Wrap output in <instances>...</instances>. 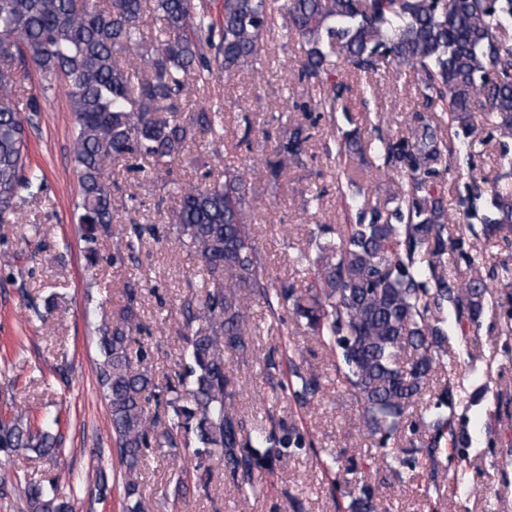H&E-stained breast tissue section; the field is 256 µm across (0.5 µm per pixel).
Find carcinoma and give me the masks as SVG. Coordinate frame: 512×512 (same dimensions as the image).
<instances>
[{
    "mask_svg": "<svg viewBox=\"0 0 512 512\" xmlns=\"http://www.w3.org/2000/svg\"><path fill=\"white\" fill-rule=\"evenodd\" d=\"M283 30L305 47L300 76L319 87L314 108L334 113L349 91L333 80L339 67L375 73L406 68L421 77L425 107L451 114L448 134L437 133L421 113L408 135H377L382 164L401 174L395 206L361 209L356 223L337 239L311 241L314 254H300L312 281L299 295L266 279L255 246L248 194L259 176L276 186L292 165L303 164L310 134L296 123L270 142L244 168H224V179L177 188L174 225L193 251L207 291L184 303L190 330L180 337L185 358L164 414L171 428L192 433L201 448L218 453L224 472L239 488L252 485L258 469H270L294 449L305 447L295 426L247 428L234 412L235 391L225 356L244 354L247 310L259 298L271 315L287 304L306 321L316 340L338 359L336 380L362 408V426L386 445L419 399L448 342L444 311L458 325L476 322L485 309L488 284L482 275L450 279L443 256L463 252V239L448 236L443 197L431 179L445 153L461 139L470 148L480 132L470 122L471 103L480 101L500 134L512 136V0H283ZM154 16L160 27L148 29ZM275 33L271 0H221L212 15L193 0H0V223L10 220L23 191L41 190L31 171L26 112H38L56 83L65 88L75 120L73 159L79 195L74 216L86 243L87 266L99 262V240L115 234L112 161L136 156L150 170L171 173L196 141L223 157V125L217 108L177 101L189 79L205 89L221 73L258 60L265 36ZM41 76L37 94L21 97L17 87L30 70ZM357 133L337 142L338 175L357 186L351 158ZM484 199L482 207L476 201ZM492 236L512 224V192L492 185L466 205ZM428 256L421 262V256ZM135 313L126 306L98 328L102 360L97 380L107 401L128 512H144L138 473L148 444L147 404L157 387L147 371L131 367ZM293 380L280 384L300 405L321 390L319 378L291 366ZM457 448L469 445L454 431L452 416L439 414L425 447L416 449L438 463L445 436ZM0 449L59 453L47 432H34L23 414L0 421ZM30 512H72L71 496L52 484L26 490ZM351 512H376L373 490L363 484Z\"/></svg>",
    "mask_w": 512,
    "mask_h": 512,
    "instance_id": "1",
    "label": "carcinoma"
}]
</instances>
